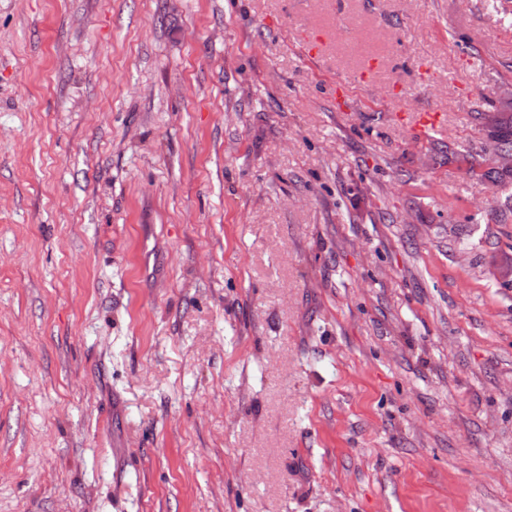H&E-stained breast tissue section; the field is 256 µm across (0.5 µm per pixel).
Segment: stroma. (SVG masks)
I'll list each match as a JSON object with an SVG mask.
<instances>
[{
    "label": "stroma",
    "mask_w": 512,
    "mask_h": 512,
    "mask_svg": "<svg viewBox=\"0 0 512 512\" xmlns=\"http://www.w3.org/2000/svg\"><path fill=\"white\" fill-rule=\"evenodd\" d=\"M506 89L512 0H0V512H512ZM497 103V106H493L497 112H485L483 115V122L488 131L484 151L497 167L503 170H511L510 173H507L511 175L512 155L507 154H512V113L507 111L512 110V103L509 107H504L499 99ZM499 112L503 115L502 119ZM499 119H501L500 122ZM498 122L499 126L496 128ZM494 130L495 136L500 142L499 149L502 153L498 150L497 139L492 135ZM445 148L448 150V161L454 160L465 164L466 172L471 177L483 179L489 177L492 172L506 174L490 162V160L485 156L483 150L474 153L464 151L460 150L453 143H448V146H445Z\"/></svg>",
    "instance_id": "obj_1"
}]
</instances>
